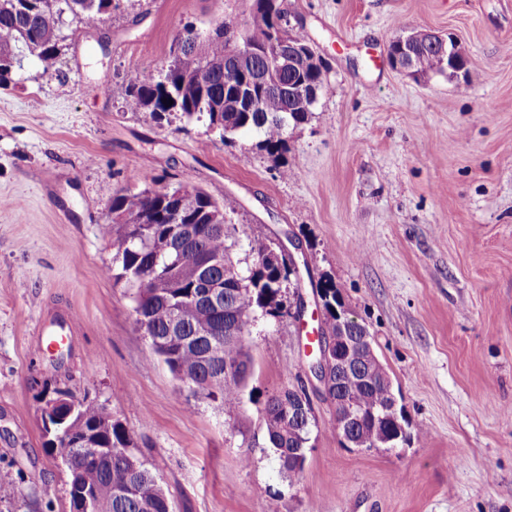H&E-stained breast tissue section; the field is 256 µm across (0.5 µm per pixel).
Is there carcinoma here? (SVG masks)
<instances>
[{
  "label": "carcinoma",
  "instance_id": "cac0c4a2",
  "mask_svg": "<svg viewBox=\"0 0 512 512\" xmlns=\"http://www.w3.org/2000/svg\"><path fill=\"white\" fill-rule=\"evenodd\" d=\"M112 0H0V86L11 80L19 53L26 51L41 64L43 72L58 70L59 43L63 40L65 15L86 26L100 22ZM236 44L207 37L181 40L177 52L167 63H151L148 68L160 73L129 86V104L144 109L161 120L172 112L187 120L205 119L212 131L224 133L228 122L234 134L257 138L255 146L274 155L285 144L289 126L306 122L311 113L297 106L291 89L313 84L323 91L325 72L317 66L281 70L271 78L278 91L257 93L260 103L254 112H240L239 96L224 89V57L236 52ZM415 60V73H442L443 44L423 42L408 47ZM181 187L165 193L145 188L112 198L110 210L124 216L122 221L100 225L103 237L112 247V277L133 290V312L147 320L143 338L175 375H185L193 394L218 400L231 410L240 403L242 388L252 360L245 349L246 336L256 311L270 316L282 313L281 291L292 277L268 261V246L251 247L252 261L241 265L233 255L236 246L232 224H208L205 219L218 210V202L205 190L190 188L180 222L198 224L196 239L185 249L170 248L178 238L176 224L159 220L153 224H135L133 220L152 211H167V199L178 195ZM207 266L212 283L220 287L216 301L206 297L198 270ZM143 271L147 278L132 280L131 271ZM171 280L174 288H156L155 282ZM238 364L237 372H225L226 362ZM329 394L338 391L365 411L358 433L373 428L372 412H380L390 402L393 388L374 380H365L355 369L331 374ZM299 402L297 394L284 388L270 396L265 405L264 429L268 443L275 448L281 473L288 480L299 479L300 462L308 448L307 432L292 431L282 419L284 405ZM103 409L81 405L73 418V427L88 429L104 426ZM62 448L72 454L73 465L98 491L97 512H174V502L146 461L138 456L134 442L123 424L112 421L101 445L112 455L88 459L65 439Z\"/></svg>",
  "mask_w": 512,
  "mask_h": 512
}]
</instances>
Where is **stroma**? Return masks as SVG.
I'll use <instances>...</instances> for the list:
<instances>
[{
	"mask_svg": "<svg viewBox=\"0 0 512 512\" xmlns=\"http://www.w3.org/2000/svg\"><path fill=\"white\" fill-rule=\"evenodd\" d=\"M118 3L95 26L66 21L58 73L25 54L0 89V468L20 474L0 484V512H68L40 411L57 389L122 422L176 512H512V0H286L327 87L275 155L128 103L185 26L245 25L251 0ZM410 29L452 36L467 71L393 69L388 45ZM145 172L215 198L238 258L254 241L299 242L302 293L314 277L336 283L408 442L341 444L316 394L302 476L283 477L264 408L310 382L308 331L285 315L252 322L234 410L170 373L100 232ZM57 329L59 363L45 355Z\"/></svg>",
	"mask_w": 512,
	"mask_h": 512,
	"instance_id": "35a3bbf8",
	"label": "stroma"
}]
</instances>
